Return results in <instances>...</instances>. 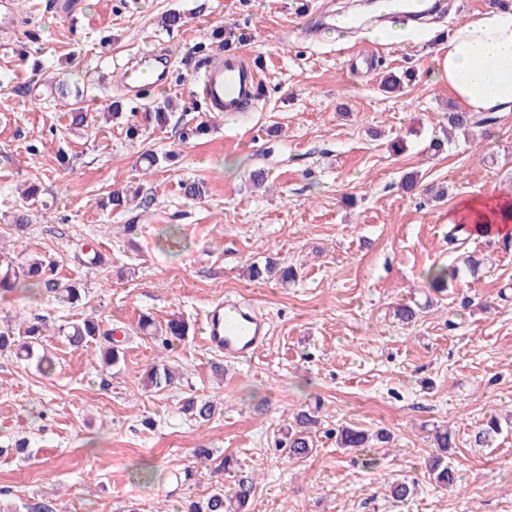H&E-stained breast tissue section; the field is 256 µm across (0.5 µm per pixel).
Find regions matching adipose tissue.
<instances>
[{
    "label": "adipose tissue",
    "mask_w": 512,
    "mask_h": 512,
    "mask_svg": "<svg viewBox=\"0 0 512 512\" xmlns=\"http://www.w3.org/2000/svg\"><path fill=\"white\" fill-rule=\"evenodd\" d=\"M433 75L465 111L512 110V7H488L459 25Z\"/></svg>",
    "instance_id": "ef3b65f1"
}]
</instances>
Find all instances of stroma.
I'll return each instance as SVG.
<instances>
[{"mask_svg": "<svg viewBox=\"0 0 512 512\" xmlns=\"http://www.w3.org/2000/svg\"><path fill=\"white\" fill-rule=\"evenodd\" d=\"M54 2L19 0L21 23L0 48V258L45 260L85 293L75 306L43 290L0 298V327L21 341L45 324L55 360L45 375L0 353V512H179L215 483L231 486L213 471L227 455L258 481L250 512H512V238L475 236L454 253L447 243L462 202L512 196V112L432 146L457 109L434 59L493 0H442L414 39L381 43L362 29L347 45L320 28L330 0H76L69 14ZM174 9L186 22L169 33L160 18ZM229 49L256 65L263 91L240 117L209 118L207 135L184 139L207 118L194 89L202 63ZM136 53L165 55L169 84L131 101L119 75ZM406 71L400 89L384 88ZM80 88L90 112L112 100L140 113L168 98L173 117L134 140L118 120L74 129ZM145 152L168 161L143 172ZM407 175L418 181L410 192ZM35 179L46 204L23 209ZM191 182L201 196H186ZM116 188L134 195L117 210ZM469 255L482 261L476 275L427 287L430 267ZM269 258L298 280L249 281V266ZM227 296L270 323L252 359L225 361L202 340L205 309ZM414 302L427 313L394 317ZM144 315L183 318L189 336L163 349L139 331ZM88 317L121 344L117 366L104 365L99 342L65 340L63 328ZM161 356L181 379L157 392L146 371ZM191 396L216 402L209 422L183 413ZM314 407L312 458L284 465L281 440ZM493 416L502 433L476 447ZM341 426L390 434L370 444L376 469L338 448ZM438 426L453 435L460 476L447 491L422 467ZM400 477L418 482L403 506L386 495Z\"/></svg>", "mask_w": 512, "mask_h": 512, "instance_id": "stroma-1", "label": "stroma"}]
</instances>
